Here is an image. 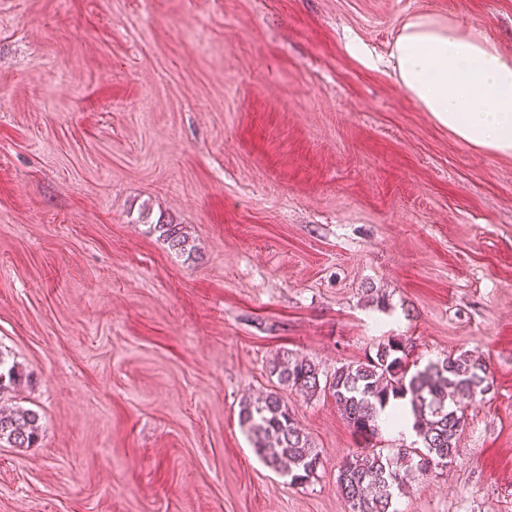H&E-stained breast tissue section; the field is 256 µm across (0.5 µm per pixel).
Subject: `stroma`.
I'll return each instance as SVG.
<instances>
[{
    "label": "stroma",
    "instance_id": "obj_1",
    "mask_svg": "<svg viewBox=\"0 0 512 512\" xmlns=\"http://www.w3.org/2000/svg\"><path fill=\"white\" fill-rule=\"evenodd\" d=\"M417 16L512 56V0H0V353L23 373L0 404L42 418L0 445V512H349L339 462L394 433L268 366L391 336L494 379L398 512H512V155L394 76ZM270 391L321 453L308 484L239 426ZM150 232L157 233L158 239L166 244L167 247L179 254H188L192 256L193 245L188 232L185 230L186 226L183 224H174L173 222L160 221L157 224H150Z\"/></svg>",
    "mask_w": 512,
    "mask_h": 512
}]
</instances>
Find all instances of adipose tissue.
<instances>
[{
  "instance_id": "adipose-tissue-1",
  "label": "adipose tissue",
  "mask_w": 512,
  "mask_h": 512,
  "mask_svg": "<svg viewBox=\"0 0 512 512\" xmlns=\"http://www.w3.org/2000/svg\"><path fill=\"white\" fill-rule=\"evenodd\" d=\"M390 56L399 82L468 145L512 155V57L476 28L406 21Z\"/></svg>"
}]
</instances>
